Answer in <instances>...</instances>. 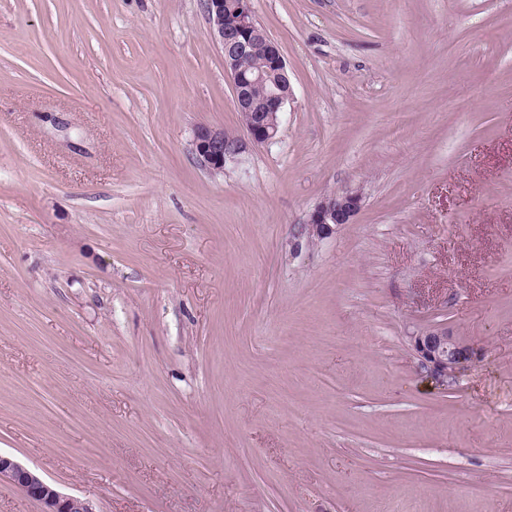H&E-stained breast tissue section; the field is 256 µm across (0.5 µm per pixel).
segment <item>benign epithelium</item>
Segmentation results:
<instances>
[{
	"mask_svg": "<svg viewBox=\"0 0 512 512\" xmlns=\"http://www.w3.org/2000/svg\"><path fill=\"white\" fill-rule=\"evenodd\" d=\"M207 13L224 50V70L230 75L237 112L243 118L247 139L209 126L194 135L195 152L213 172L224 171L227 161L247 145L268 146L277 140L280 115L293 98L286 61L277 44L258 27L252 0H207ZM262 51L264 65L252 68L248 60ZM364 204L358 188L329 193L309 213L300 234L309 241L328 238L336 227L353 223ZM411 349L437 380L455 376L466 363L480 357L479 348L466 336L446 326L415 330L408 336ZM19 488L43 506V512H94L81 497L65 495L37 472L12 457L0 454V481Z\"/></svg>",
	"mask_w": 512,
	"mask_h": 512,
	"instance_id": "1",
	"label": "benign epithelium"
}]
</instances>
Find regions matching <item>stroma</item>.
Instances as JSON below:
<instances>
[{
    "label": "stroma",
    "instance_id": "stroma-1",
    "mask_svg": "<svg viewBox=\"0 0 512 512\" xmlns=\"http://www.w3.org/2000/svg\"><path fill=\"white\" fill-rule=\"evenodd\" d=\"M253 10L294 96L215 173L205 0H0V453L94 512H512V0ZM363 204V193L358 188L326 194L309 213L300 235H306L310 242L322 241L334 233L336 227L353 223ZM411 349L437 380H448L468 362L480 357L479 348L448 326L415 330L408 336Z\"/></svg>",
    "mask_w": 512,
    "mask_h": 512
}]
</instances>
